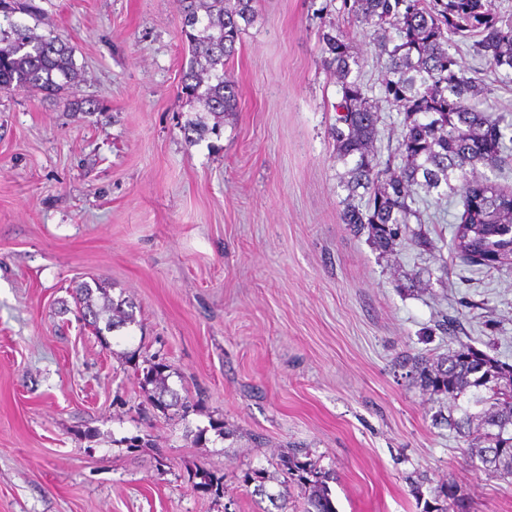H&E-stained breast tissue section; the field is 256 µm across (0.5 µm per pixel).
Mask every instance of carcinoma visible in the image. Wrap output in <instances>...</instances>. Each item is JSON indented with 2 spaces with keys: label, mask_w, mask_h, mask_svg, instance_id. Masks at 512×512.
Returning <instances> with one entry per match:
<instances>
[{
  "label": "carcinoma",
  "mask_w": 512,
  "mask_h": 512,
  "mask_svg": "<svg viewBox=\"0 0 512 512\" xmlns=\"http://www.w3.org/2000/svg\"><path fill=\"white\" fill-rule=\"evenodd\" d=\"M255 3L179 0L190 53L182 91L215 115L235 106L237 88L224 80V61L235 55L254 22ZM342 7L362 29L380 32L373 39L377 57L385 61L380 96L402 115L401 138L383 160L373 150L380 115L361 79L353 35L330 25L322 34L321 64L336 73L339 85L331 138L336 162L347 167L340 180L348 192L342 223L366 234L383 255L405 237L431 250L433 241L410 227L425 223L422 195H456L462 207L453 238L456 257L469 267L511 271L512 191L477 176V170L512 165V122L471 105L487 87L462 68L449 46L458 38L500 82L512 83V24L497 15L494 0H343ZM41 21L35 0H0V90L52 94L78 82L70 46L52 32L34 33ZM76 301L101 338L135 322L133 303L112 299L98 283L77 288ZM398 366L409 369L422 391L448 398V427L464 439L471 462L494 477L512 478V365L466 345L442 358L404 355ZM166 369L151 363L143 376L155 389L160 411L179 401ZM278 466L305 500L303 512H336L327 485L330 470L296 453L280 457ZM465 500L459 485L442 482L434 489L435 505L424 512H469L461 508Z\"/></svg>",
  "instance_id": "cac0c4a2"
}]
</instances>
